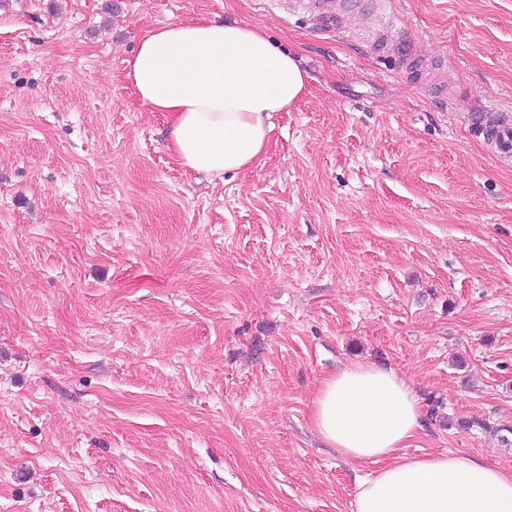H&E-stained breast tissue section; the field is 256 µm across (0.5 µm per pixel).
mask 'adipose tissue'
<instances>
[{
	"label": "adipose tissue",
	"mask_w": 512,
	"mask_h": 512,
	"mask_svg": "<svg viewBox=\"0 0 512 512\" xmlns=\"http://www.w3.org/2000/svg\"><path fill=\"white\" fill-rule=\"evenodd\" d=\"M125 78L144 106L166 114L175 161L220 178L260 162L273 114L302 97L308 76L263 29L203 19L145 32ZM311 420L343 457L380 465L361 482L356 512H512V472L467 455H403L422 417L385 368L353 364L324 377Z\"/></svg>",
	"instance_id": "obj_1"
}]
</instances>
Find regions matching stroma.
<instances>
[{
    "mask_svg": "<svg viewBox=\"0 0 512 512\" xmlns=\"http://www.w3.org/2000/svg\"><path fill=\"white\" fill-rule=\"evenodd\" d=\"M334 9L0 0V512H355L378 465L311 423L354 362L419 398L406 455L512 471V161L475 127L512 117V0ZM202 17L310 76L220 178L124 80L145 30Z\"/></svg>",
    "mask_w": 512,
    "mask_h": 512,
    "instance_id": "stroma-1",
    "label": "stroma"
}]
</instances>
